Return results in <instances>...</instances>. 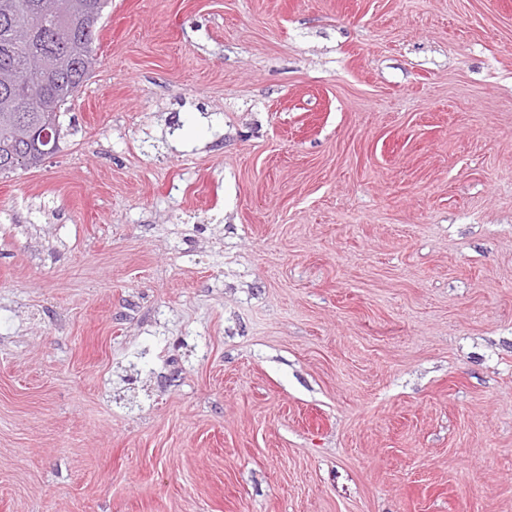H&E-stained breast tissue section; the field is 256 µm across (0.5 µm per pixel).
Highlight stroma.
<instances>
[{"instance_id":"35a3bbf8","label":"stroma","mask_w":512,"mask_h":512,"mask_svg":"<svg viewBox=\"0 0 512 512\" xmlns=\"http://www.w3.org/2000/svg\"><path fill=\"white\" fill-rule=\"evenodd\" d=\"M0 175V512H512V0H110Z\"/></svg>"}]
</instances>
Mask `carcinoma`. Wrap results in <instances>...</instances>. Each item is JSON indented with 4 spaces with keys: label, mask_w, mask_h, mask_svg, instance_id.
I'll return each instance as SVG.
<instances>
[{
    "label": "carcinoma",
    "mask_w": 512,
    "mask_h": 512,
    "mask_svg": "<svg viewBox=\"0 0 512 512\" xmlns=\"http://www.w3.org/2000/svg\"><path fill=\"white\" fill-rule=\"evenodd\" d=\"M108 0H0V175L42 158L20 136L46 114L60 120L98 64L94 38ZM43 57L51 72L30 70Z\"/></svg>",
    "instance_id": "carcinoma-1"
}]
</instances>
